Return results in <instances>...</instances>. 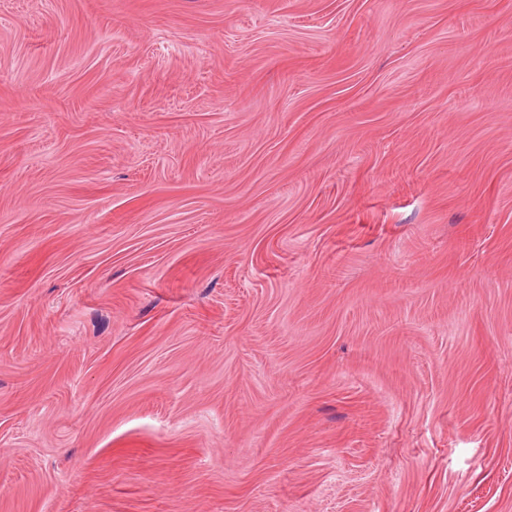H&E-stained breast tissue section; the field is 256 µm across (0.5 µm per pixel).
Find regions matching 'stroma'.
<instances>
[{"label": "stroma", "instance_id": "stroma-1", "mask_svg": "<svg viewBox=\"0 0 512 512\" xmlns=\"http://www.w3.org/2000/svg\"><path fill=\"white\" fill-rule=\"evenodd\" d=\"M0 512H512V0H0Z\"/></svg>", "mask_w": 512, "mask_h": 512}]
</instances>
